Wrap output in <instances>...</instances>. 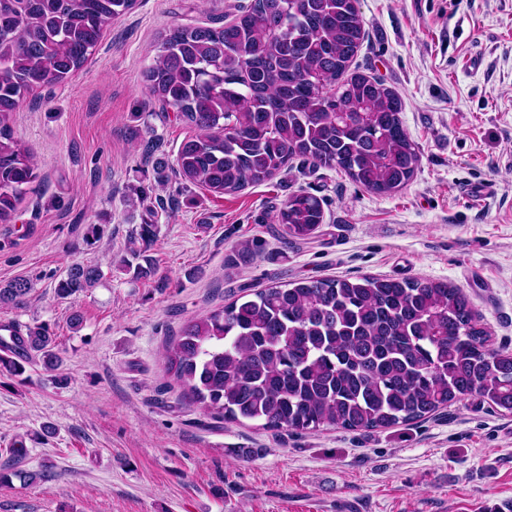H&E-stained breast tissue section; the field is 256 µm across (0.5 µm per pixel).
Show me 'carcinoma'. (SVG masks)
<instances>
[{
	"label": "carcinoma",
	"mask_w": 512,
	"mask_h": 512,
	"mask_svg": "<svg viewBox=\"0 0 512 512\" xmlns=\"http://www.w3.org/2000/svg\"><path fill=\"white\" fill-rule=\"evenodd\" d=\"M359 0H251L222 27L177 26L144 70L151 99L193 125L176 172L215 194L272 179L294 159L340 169L380 195L419 167L400 96L375 77L348 74L367 37ZM136 0H0V224L33 191L37 165L14 137L25 96L78 72L116 17ZM288 235L324 222L323 201L299 191L276 210ZM124 270L155 273L146 249ZM99 267L74 263L55 287L68 299L96 287ZM26 279L0 285L20 306ZM0 330V372L20 377L27 354L63 363L47 323ZM165 367L187 394L228 422L297 433L324 427L388 429L477 396L512 413V352L493 350L467 295L443 282L356 276L269 286L187 321ZM48 471L0 472L32 485Z\"/></svg>",
	"instance_id": "1"
}]
</instances>
